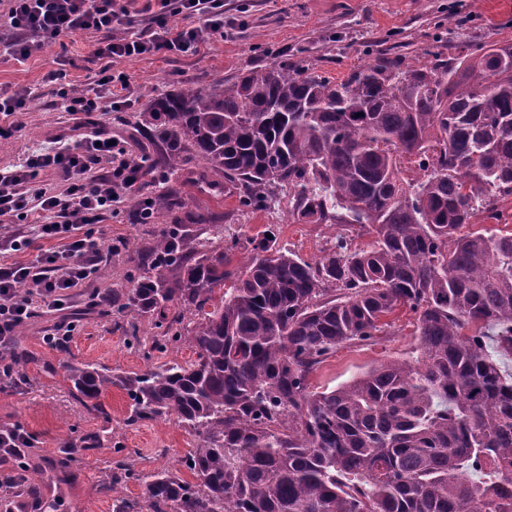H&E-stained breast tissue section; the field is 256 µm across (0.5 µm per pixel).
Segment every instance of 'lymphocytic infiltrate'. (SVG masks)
Wrapping results in <instances>:
<instances>
[{"instance_id":"obj_1","label":"lymphocytic infiltrate","mask_w":512,"mask_h":512,"mask_svg":"<svg viewBox=\"0 0 512 512\" xmlns=\"http://www.w3.org/2000/svg\"><path fill=\"white\" fill-rule=\"evenodd\" d=\"M10 35L0 49L16 61L43 52L56 40L84 31L99 33L94 50L103 65L88 90L64 88L66 111L83 115L80 140L58 142L54 148L22 159L12 170L0 171V216L12 215L22 225L0 236V345L10 344L35 309L62 310L70 292L94 279L103 251L84 225L101 222L118 202L121 191L136 187V159L112 146L109 130L94 126L91 112L102 104L123 100L112 76L115 60L144 54H196L213 36L224 31L223 0H157L160 9L148 28L117 35L115 28L129 13L124 0H7ZM190 18L182 28L169 26L167 16ZM53 171L60 188H37L40 172ZM43 248H36V241ZM34 250L31 260L16 253ZM27 295H19V285ZM31 435L21 426L0 427V499L13 498L26 482V450Z\"/></svg>"}]
</instances>
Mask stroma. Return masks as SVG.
<instances>
[{
	"label": "stroma",
	"mask_w": 512,
	"mask_h": 512,
	"mask_svg": "<svg viewBox=\"0 0 512 512\" xmlns=\"http://www.w3.org/2000/svg\"><path fill=\"white\" fill-rule=\"evenodd\" d=\"M96 39V34L87 31L60 38L22 63L0 58V89L26 94L25 107L11 117L18 132L0 142V170L31 151L50 147L58 135L68 132L72 120L59 90L67 86L83 89L93 81L100 68L94 54ZM461 41L512 43V0H224V32L198 54L158 53L115 60L112 71L124 76L125 95L131 104L96 113L92 120L111 131L118 147L153 159L157 148L147 130L136 125L135 116L171 89L206 88L272 63L335 77L347 75L382 53L400 54L424 65L431 61L425 50L432 44H439L448 55L455 53ZM51 72L58 73V80H48ZM170 188L185 204L184 209L167 213L170 224L201 207L208 210L212 223L232 233L241 230L254 235L276 224L281 244L307 259L317 256L324 240L333 234L323 224L289 222L283 202L265 211L240 210L231 190L212 188L187 172L123 193L111 214L87 225L88 233L111 246L112 255L96 278L74 289L71 336L50 342L62 315L40 308L13 343L0 347V358L12 359L17 352L28 357L23 379H0V426L18 424L33 436L27 462L30 473L40 477L37 512H112V496L103 492L102 484L117 456L126 457L137 474L123 488V496L139 498L157 471H182V460L193 446L192 437L171 420L125 427L129 399L116 388L103 398L111 414L110 420H103L70 396L61 368L63 362L74 361L138 372L152 364L194 360V352L187 347L145 360L98 306L101 294L112 283L137 280L150 262L146 249L160 226L140 218L137 199L157 201ZM413 332L412 316L398 315L392 335L369 344L339 347L314 372L312 386L335 387L373 364L411 356ZM92 433L119 438L122 453L114 452L111 441L86 447L84 438ZM68 442L76 444L79 452L69 469L61 471L56 463Z\"/></svg>",
	"instance_id": "stroma-1"
}]
</instances>
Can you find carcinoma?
Returning <instances> with one entry per match:
<instances>
[{"instance_id": "cac0c4a2", "label": "carcinoma", "mask_w": 512, "mask_h": 512, "mask_svg": "<svg viewBox=\"0 0 512 512\" xmlns=\"http://www.w3.org/2000/svg\"><path fill=\"white\" fill-rule=\"evenodd\" d=\"M431 65L380 54L343 78L280 64L173 89L139 113L172 174L263 211L345 228L308 260L269 224L205 236L163 228L153 261L112 289L143 357L196 358L141 373L65 362L73 399L125 425L168 419L196 443L188 480L161 470L114 512H512V44H473ZM482 229L462 232L466 227ZM371 243L351 248L356 237ZM412 313L416 345L331 390L310 377L337 347ZM160 335L147 342L137 322ZM135 478L114 463L105 490Z\"/></svg>"}]
</instances>
